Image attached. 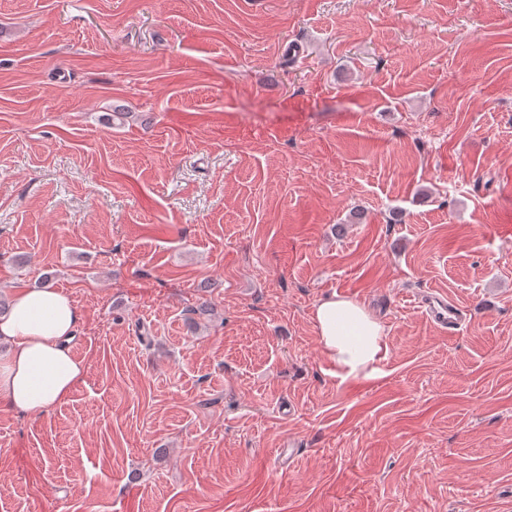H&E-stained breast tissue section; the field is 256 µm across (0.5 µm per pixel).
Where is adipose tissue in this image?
Listing matches in <instances>:
<instances>
[{
	"label": "adipose tissue",
	"mask_w": 512,
	"mask_h": 512,
	"mask_svg": "<svg viewBox=\"0 0 512 512\" xmlns=\"http://www.w3.org/2000/svg\"><path fill=\"white\" fill-rule=\"evenodd\" d=\"M73 299L55 288H20L0 315V407L31 416L48 412L83 382L86 366L70 343L80 322ZM312 321L323 354L342 380L381 373L385 329L357 302L339 294L321 299Z\"/></svg>",
	"instance_id": "obj_1"
}]
</instances>
